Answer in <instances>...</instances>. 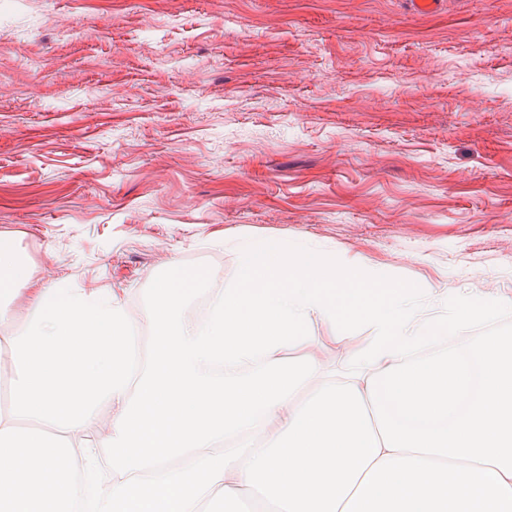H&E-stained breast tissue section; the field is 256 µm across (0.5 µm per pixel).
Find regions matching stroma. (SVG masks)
Wrapping results in <instances>:
<instances>
[{
    "label": "stroma",
    "instance_id": "stroma-1",
    "mask_svg": "<svg viewBox=\"0 0 512 512\" xmlns=\"http://www.w3.org/2000/svg\"><path fill=\"white\" fill-rule=\"evenodd\" d=\"M0 231L134 304L240 231L512 296V0H9Z\"/></svg>",
    "mask_w": 512,
    "mask_h": 512
}]
</instances>
